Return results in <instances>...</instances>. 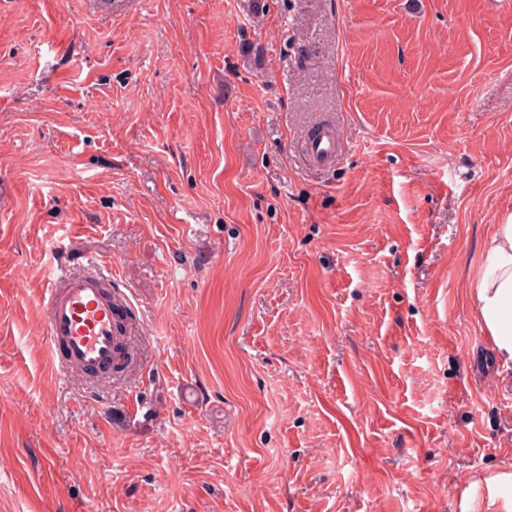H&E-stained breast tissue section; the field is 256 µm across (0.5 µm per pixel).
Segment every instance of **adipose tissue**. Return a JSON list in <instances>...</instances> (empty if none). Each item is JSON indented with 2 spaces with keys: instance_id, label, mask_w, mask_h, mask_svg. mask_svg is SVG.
I'll return each instance as SVG.
<instances>
[{
  "instance_id": "ef3b65f1",
  "label": "adipose tissue",
  "mask_w": 512,
  "mask_h": 512,
  "mask_svg": "<svg viewBox=\"0 0 512 512\" xmlns=\"http://www.w3.org/2000/svg\"><path fill=\"white\" fill-rule=\"evenodd\" d=\"M481 263L470 282L473 314L503 366H512V221L496 225L484 241Z\"/></svg>"
}]
</instances>
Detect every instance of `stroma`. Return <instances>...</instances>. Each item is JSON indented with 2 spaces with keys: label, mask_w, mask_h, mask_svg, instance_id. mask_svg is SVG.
I'll return each instance as SVG.
<instances>
[{
  "label": "stroma",
  "mask_w": 512,
  "mask_h": 512,
  "mask_svg": "<svg viewBox=\"0 0 512 512\" xmlns=\"http://www.w3.org/2000/svg\"><path fill=\"white\" fill-rule=\"evenodd\" d=\"M511 220L512 0H0V512H467ZM91 256L135 302L97 385L39 303ZM337 147L336 136L333 132L328 131L313 140H309L307 153L314 162L331 165L336 161ZM468 298L476 321L503 366H512V220L495 225L484 241Z\"/></svg>",
  "instance_id": "obj_1"
}]
</instances>
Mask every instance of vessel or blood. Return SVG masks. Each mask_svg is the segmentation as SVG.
<instances>
[{
    "label": "vessel or blood",
    "mask_w": 512,
    "mask_h": 512,
    "mask_svg": "<svg viewBox=\"0 0 512 512\" xmlns=\"http://www.w3.org/2000/svg\"><path fill=\"white\" fill-rule=\"evenodd\" d=\"M336 137L326 132L308 143L311 160L333 164ZM112 274L97 270L74 271L58 265L40 303L47 317L48 355L60 372L80 371L97 375L111 369L121 332L118 322L130 295L113 289Z\"/></svg>",
    "instance_id": "b4317fda"
}]
</instances>
